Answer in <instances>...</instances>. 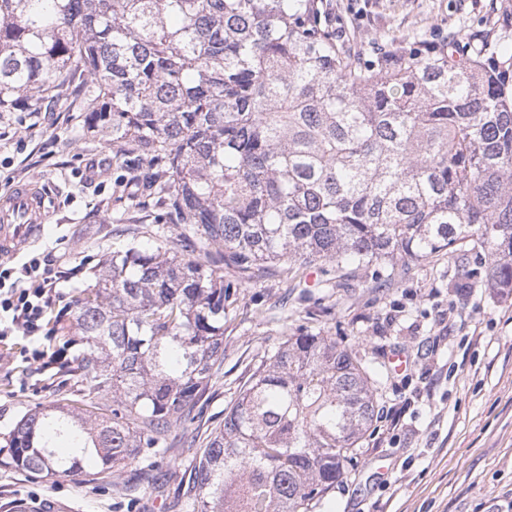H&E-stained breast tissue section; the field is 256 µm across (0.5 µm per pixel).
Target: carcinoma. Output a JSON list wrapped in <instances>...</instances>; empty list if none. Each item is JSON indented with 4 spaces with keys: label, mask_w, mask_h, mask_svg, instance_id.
<instances>
[{
    "label": "carcinoma",
    "mask_w": 512,
    "mask_h": 512,
    "mask_svg": "<svg viewBox=\"0 0 512 512\" xmlns=\"http://www.w3.org/2000/svg\"><path fill=\"white\" fill-rule=\"evenodd\" d=\"M318 0H0V112L78 102L112 141L152 226L112 252L60 335L80 349L65 404L0 442V467L140 483L196 448L178 512H312L356 463L380 372L299 327L205 427L224 315L246 278L379 266L389 288L458 247L512 288V45L493 29L361 61ZM193 425L191 437L178 432Z\"/></svg>",
    "instance_id": "carcinoma-1"
}]
</instances>
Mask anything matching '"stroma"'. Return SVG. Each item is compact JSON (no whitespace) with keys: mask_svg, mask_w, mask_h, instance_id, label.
Masks as SVG:
<instances>
[{"mask_svg":"<svg viewBox=\"0 0 512 512\" xmlns=\"http://www.w3.org/2000/svg\"><path fill=\"white\" fill-rule=\"evenodd\" d=\"M321 24L340 43L357 36L370 53L388 45H429L458 34L472 42L486 20L512 33V0H319ZM119 163L86 131L79 112L0 114V193L27 180L52 187L55 204L33 250L87 287L99 260L138 236L144 213L114 223L130 201ZM474 277L454 279L447 257L413 267L394 288L369 272L338 278L315 265L246 281L224 321V382L203 401L216 425L265 353L299 326L324 330L372 358L383 374L372 433L354 468L314 512H512V290L484 281L489 263L468 253ZM408 355L404 372L390 354ZM63 377L28 371L20 346L0 351V433L35 406L55 403ZM194 454L177 449L155 472L148 512H168L186 490ZM136 479L32 478L0 469V512H122L115 487Z\"/></svg>","mask_w":512,"mask_h":512,"instance_id":"1","label":"stroma"}]
</instances>
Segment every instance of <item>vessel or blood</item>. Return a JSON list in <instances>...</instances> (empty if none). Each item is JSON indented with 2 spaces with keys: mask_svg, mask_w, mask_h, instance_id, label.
I'll list each match as a JSON object with an SVG mask.
<instances>
[{
  "mask_svg": "<svg viewBox=\"0 0 512 512\" xmlns=\"http://www.w3.org/2000/svg\"><path fill=\"white\" fill-rule=\"evenodd\" d=\"M49 197V189L34 184H18L0 195V263L40 239L51 216Z\"/></svg>",
  "mask_w": 512,
  "mask_h": 512,
  "instance_id": "1",
  "label": "vessel or blood"
}]
</instances>
